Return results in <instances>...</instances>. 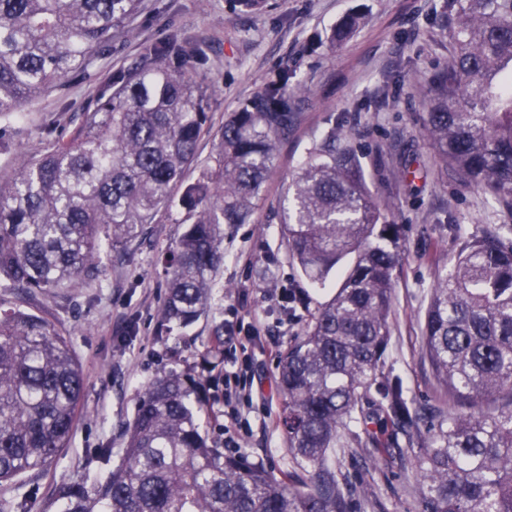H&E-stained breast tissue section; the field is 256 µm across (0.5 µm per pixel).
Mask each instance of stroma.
Wrapping results in <instances>:
<instances>
[{"mask_svg": "<svg viewBox=\"0 0 512 512\" xmlns=\"http://www.w3.org/2000/svg\"><path fill=\"white\" fill-rule=\"evenodd\" d=\"M450 0H265L242 11L237 0H145L131 33L116 34L65 90H49L24 103V118L0 173L18 158L40 155L56 139L71 138L83 114L109 94L120 72L141 62L144 50L170 36L197 44L193 78L211 89L209 130L199 142L198 164L217 150L225 119L256 100L278 74L301 81L306 94L289 95L293 120L281 136L265 191L247 223L225 230L224 264L208 308L189 327H159L168 275L161 255L183 230L179 211L143 225L123 247L101 253L100 281L34 294L0 288V307H19L49 322L71 343L84 378L69 448L50 466L0 485V512L29 496L31 512H56L55 488L75 478L105 479L121 458L125 429L145 386L170 371H192L217 323L256 324L260 334L244 364L253 377L251 401L239 408L249 420L234 436L238 455L276 476L291 473L281 409L278 362L289 343L313 320L333 290L312 288L292 264L282 235L280 204L298 169L317 151L349 147L371 194L400 229L390 336L380 376L399 381L417 411L413 424L381 420L379 397L368 392V420L356 426L360 442L336 454V472L351 492V512H419L415 462L433 409L448 401L422 348L425 311L439 268L461 244L489 231L512 232V208L443 170L421 129L419 92L445 66L453 49ZM361 20L344 42L331 43L336 25ZM110 461L93 462L101 445Z\"/></svg>", "mask_w": 512, "mask_h": 512, "instance_id": "1", "label": "stroma"}]
</instances>
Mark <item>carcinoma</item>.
Here are the masks:
<instances>
[{"label": "carcinoma", "instance_id": "carcinoma-1", "mask_svg": "<svg viewBox=\"0 0 512 512\" xmlns=\"http://www.w3.org/2000/svg\"><path fill=\"white\" fill-rule=\"evenodd\" d=\"M142 0H0V151L22 103L84 71ZM455 50L420 99L423 135L443 168L512 207V0H452ZM196 51L172 38L129 67L85 113L75 137L0 177V286L64 288L96 281L102 244L117 248L162 211L185 227L163 258L170 270L161 327L205 313L223 264L224 228L248 221L288 131V77L224 121L214 165L193 182L207 88L187 67ZM184 186L176 199V186ZM282 207L288 253L334 295L279 360V425L303 476L285 481L227 454L202 426L201 383L169 371L146 387L120 463L90 487L58 488L59 512H350L336 449L350 447L366 392L399 424L401 390L378 380L390 336L398 226L370 194L346 148L310 158ZM423 349L448 402L417 461L419 512H512V241L465 242L439 271ZM84 389L70 342L43 318L0 309V483L49 466L68 447ZM492 401L497 407L483 411Z\"/></svg>", "mask_w": 512, "mask_h": 512}]
</instances>
